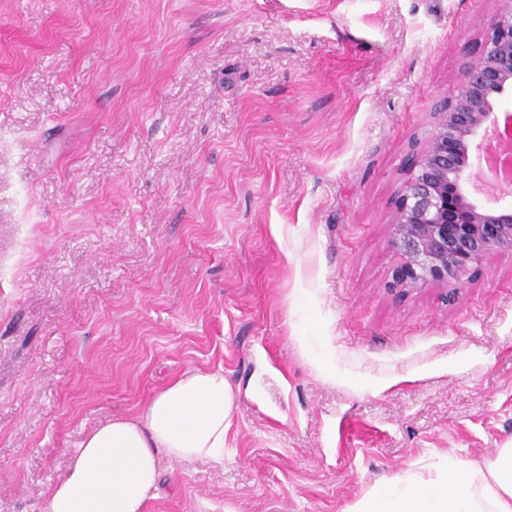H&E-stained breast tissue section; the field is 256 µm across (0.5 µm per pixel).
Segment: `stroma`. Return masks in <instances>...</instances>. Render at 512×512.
<instances>
[{"mask_svg":"<svg viewBox=\"0 0 512 512\" xmlns=\"http://www.w3.org/2000/svg\"><path fill=\"white\" fill-rule=\"evenodd\" d=\"M495 0H0V512L189 367L224 464L146 512H345L512 445V254L388 287L398 187Z\"/></svg>","mask_w":512,"mask_h":512,"instance_id":"1","label":"stroma"}]
</instances>
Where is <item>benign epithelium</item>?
I'll use <instances>...</instances> for the list:
<instances>
[{
	"label": "benign epithelium",
	"instance_id": "benign-epithelium-1",
	"mask_svg": "<svg viewBox=\"0 0 512 512\" xmlns=\"http://www.w3.org/2000/svg\"><path fill=\"white\" fill-rule=\"evenodd\" d=\"M495 2L479 61L463 67L457 94L433 113V133L412 155L398 188L390 245L399 261L391 289L456 291L474 265L512 253V206L491 191L512 186V152L499 153L495 177L478 165L490 139L512 132V114L501 109L512 97V0ZM481 186L489 188L483 202L473 196Z\"/></svg>",
	"mask_w": 512,
	"mask_h": 512
}]
</instances>
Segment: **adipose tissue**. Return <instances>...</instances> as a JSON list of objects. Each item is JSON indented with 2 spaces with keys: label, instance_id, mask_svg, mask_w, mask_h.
I'll return each instance as SVG.
<instances>
[{
  "label": "adipose tissue",
  "instance_id": "adipose-tissue-1",
  "mask_svg": "<svg viewBox=\"0 0 512 512\" xmlns=\"http://www.w3.org/2000/svg\"><path fill=\"white\" fill-rule=\"evenodd\" d=\"M236 407L223 368L183 370L137 416L84 435L45 512H144L162 462L223 463ZM347 512H512V448L480 464L451 455L428 474L387 479Z\"/></svg>",
  "mask_w": 512,
  "mask_h": 512
}]
</instances>
